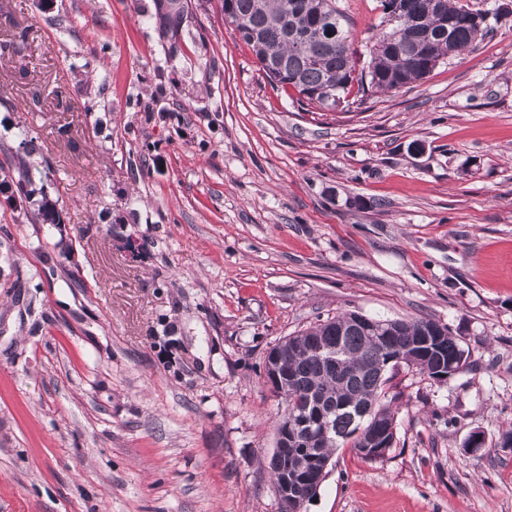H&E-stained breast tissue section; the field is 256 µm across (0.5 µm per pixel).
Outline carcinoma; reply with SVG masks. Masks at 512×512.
I'll return each instance as SVG.
<instances>
[{
	"instance_id": "obj_1",
	"label": "carcinoma",
	"mask_w": 512,
	"mask_h": 512,
	"mask_svg": "<svg viewBox=\"0 0 512 512\" xmlns=\"http://www.w3.org/2000/svg\"><path fill=\"white\" fill-rule=\"evenodd\" d=\"M221 12L230 18L235 33L251 47L265 76L275 85L292 90L297 102L319 110L325 109L318 90L336 89L346 96L352 84L362 93L373 89L389 92L402 84H414L424 79L435 67L433 60L459 54L483 40L488 27L477 29L474 19L483 17L457 6L456 0H441L437 10L435 0H403L412 24L395 22L382 32L379 39L393 38V46L383 49L372 45L367 67L356 71L351 67L350 32L343 25L344 16L336 8V0H220ZM151 19L161 36L177 39L189 16L184 4L175 2L162 11L155 9ZM423 36L431 56H413L410 48L414 38ZM23 152L16 153L17 164L8 168L0 165L3 178L0 185L15 186L22 199L35 195L41 199L29 215L31 224H53L56 203L44 188L35 187L32 170L26 158L38 153L40 145L29 130L21 131ZM441 323L425 318L398 319L394 325L398 348L410 358L383 367L380 344L369 332L352 327L348 314L343 313L319 320L310 327L279 341L288 359L290 379L287 389L274 388L273 393L287 402V413L277 420V432H283L287 421L306 423L303 432L317 433L315 412L321 411L329 422L330 441L317 446L318 461H328L338 448H352L358 456L370 460L363 452V437L357 434L353 417L367 413L365 427L381 425L388 430V447L397 444V424L394 404L398 395H389L388 384L402 365L415 368L435 379L438 371L450 365L463 372L468 368L469 352L460 340L448 333L436 348L422 349L419 343L422 325ZM318 343L341 357L336 359L309 352L311 343ZM298 451L285 449L280 456H271L268 467L277 493H282L284 476H293L298 463Z\"/></svg>"
}]
</instances>
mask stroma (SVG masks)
<instances>
[{"label":"stroma","mask_w":512,"mask_h":512,"mask_svg":"<svg viewBox=\"0 0 512 512\" xmlns=\"http://www.w3.org/2000/svg\"><path fill=\"white\" fill-rule=\"evenodd\" d=\"M191 3L170 43L154 0H0V145L38 136L65 225L0 197V512H280L265 356L353 311L470 367L401 368L397 446L338 449L303 512H512V0H457L483 41L333 112ZM337 4L367 64L380 0Z\"/></svg>","instance_id":"stroma-1"}]
</instances>
